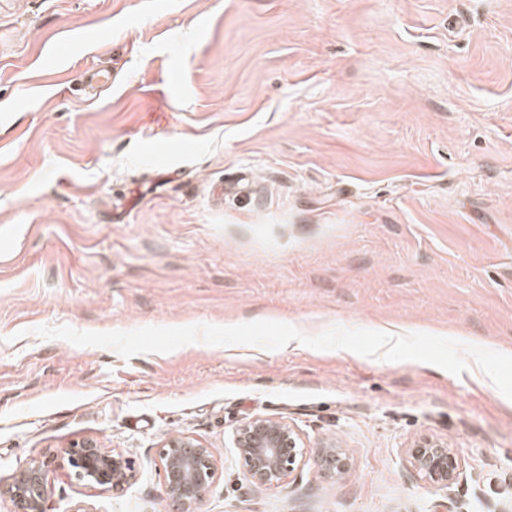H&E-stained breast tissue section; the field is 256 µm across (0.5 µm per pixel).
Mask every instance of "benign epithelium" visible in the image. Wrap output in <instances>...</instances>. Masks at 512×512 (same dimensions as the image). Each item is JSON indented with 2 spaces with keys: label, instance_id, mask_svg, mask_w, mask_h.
<instances>
[{
  "label": "benign epithelium",
  "instance_id": "benign-epithelium-1",
  "mask_svg": "<svg viewBox=\"0 0 512 512\" xmlns=\"http://www.w3.org/2000/svg\"><path fill=\"white\" fill-rule=\"evenodd\" d=\"M235 446L247 481L255 488L277 487L305 457L299 431L283 420L255 417L235 431ZM342 449L336 443L320 445L318 458L341 476L346 470ZM413 471L420 477L451 485L459 476L453 449L428 436L408 448ZM66 471L70 480L103 490L119 489L129 483L134 471L129 457L115 448H103L94 441L73 443L64 455L31 458L17 469L0 493L22 512H45L51 468ZM158 471L168 495L181 504V512H198L202 494L218 477V467L209 448L189 437L169 438L158 452Z\"/></svg>",
  "mask_w": 512,
  "mask_h": 512
}]
</instances>
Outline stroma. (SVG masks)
I'll return each instance as SVG.
<instances>
[{
    "label": "stroma",
    "instance_id": "obj_1",
    "mask_svg": "<svg viewBox=\"0 0 512 512\" xmlns=\"http://www.w3.org/2000/svg\"><path fill=\"white\" fill-rule=\"evenodd\" d=\"M259 320L512 355V0H0V481L90 439L132 480L50 472L46 512H173L157 452L184 435L218 466L200 512H512V400L482 372L34 333ZM258 415L306 446L271 489L234 446ZM422 436L451 487L412 476ZM413 471L420 477L442 486L451 487L457 480L459 463L452 448L428 436L418 438L408 448ZM318 453L321 463H324L330 471L336 467V477H340L346 470V460L342 457L343 451L336 446L335 442L322 443Z\"/></svg>",
    "mask_w": 512,
    "mask_h": 512
}]
</instances>
